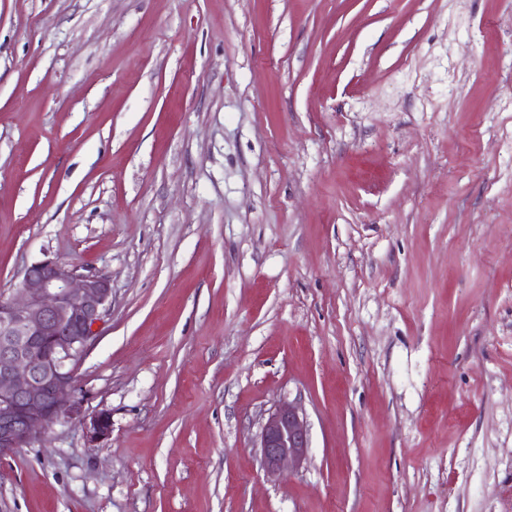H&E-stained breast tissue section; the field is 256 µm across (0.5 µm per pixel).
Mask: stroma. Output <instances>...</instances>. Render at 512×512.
Masks as SVG:
<instances>
[{
	"label": "stroma",
	"instance_id": "1",
	"mask_svg": "<svg viewBox=\"0 0 512 512\" xmlns=\"http://www.w3.org/2000/svg\"><path fill=\"white\" fill-rule=\"evenodd\" d=\"M46 255L112 435L0 512H512V0H0V297ZM261 465L269 476L278 475L286 465L305 460L309 440L297 407L282 404L269 412L260 433Z\"/></svg>",
	"mask_w": 512,
	"mask_h": 512
}]
</instances>
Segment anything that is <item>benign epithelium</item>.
I'll use <instances>...</instances> for the list:
<instances>
[{"mask_svg": "<svg viewBox=\"0 0 512 512\" xmlns=\"http://www.w3.org/2000/svg\"><path fill=\"white\" fill-rule=\"evenodd\" d=\"M111 304L106 276L48 255L26 267L16 297L0 298V457L32 447L62 419L81 423L90 444L109 439L112 417H86L72 363ZM260 449L269 476L305 460L309 440L297 407L269 412Z\"/></svg>", "mask_w": 512, "mask_h": 512, "instance_id": "obj_1", "label": "benign epithelium"}]
</instances>
